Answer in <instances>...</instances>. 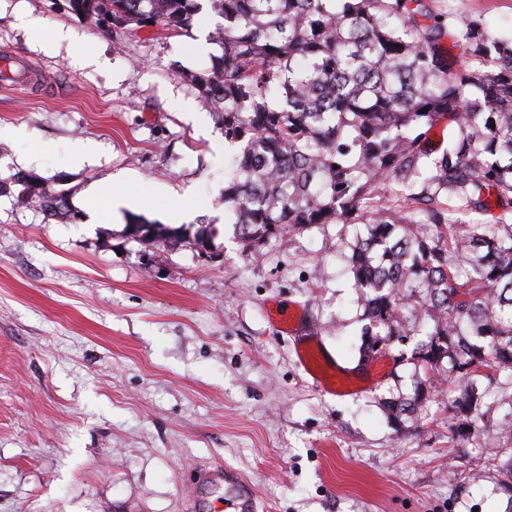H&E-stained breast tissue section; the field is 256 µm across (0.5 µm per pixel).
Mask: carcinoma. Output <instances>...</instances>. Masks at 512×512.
Segmentation results:
<instances>
[{
    "instance_id": "carcinoma-1",
    "label": "carcinoma",
    "mask_w": 512,
    "mask_h": 512,
    "mask_svg": "<svg viewBox=\"0 0 512 512\" xmlns=\"http://www.w3.org/2000/svg\"><path fill=\"white\" fill-rule=\"evenodd\" d=\"M208 2L224 18L223 54L189 79L237 147L224 209L239 239L362 225L338 244L362 307L361 360L411 342L425 376L448 361L453 415L476 423L480 369L512 372V39L477 20L452 32L425 0ZM64 6L101 31H186L202 10L197 0ZM445 118L456 131L433 158L428 133ZM23 194L52 217L71 212L63 190L25 180ZM212 234L128 225L130 240L158 250ZM424 385L387 402L392 417H414Z\"/></svg>"
}]
</instances>
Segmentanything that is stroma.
Segmentation results:
<instances>
[{"mask_svg":"<svg viewBox=\"0 0 512 512\" xmlns=\"http://www.w3.org/2000/svg\"><path fill=\"white\" fill-rule=\"evenodd\" d=\"M431 6L449 28L512 37V0ZM223 23L103 32L62 0H0V59L47 79L0 87V512H187L214 466L252 483L262 512H512L502 411L458 436L438 374L420 418L397 425L385 404L412 395V363L344 396L300 364L308 336L357 365L360 307L339 225L246 248L221 218L234 149L188 75L220 54ZM81 144L92 162L77 167ZM19 175L66 189L70 215L47 220ZM117 179L142 202L119 219L109 196L87 198ZM176 209L215 228L213 259L127 240L128 221ZM276 307L303 333L277 329Z\"/></svg>","mask_w":512,"mask_h":512,"instance_id":"35a3bbf8","label":"stroma"}]
</instances>
